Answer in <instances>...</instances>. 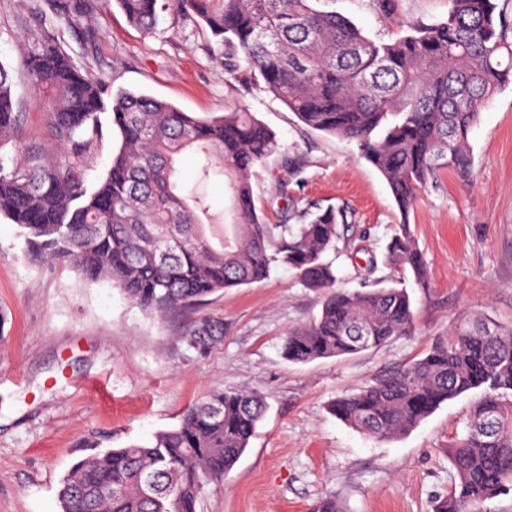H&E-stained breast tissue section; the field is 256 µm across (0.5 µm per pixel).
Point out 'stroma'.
<instances>
[{
    "label": "stroma",
    "mask_w": 512,
    "mask_h": 512,
    "mask_svg": "<svg viewBox=\"0 0 512 512\" xmlns=\"http://www.w3.org/2000/svg\"><path fill=\"white\" fill-rule=\"evenodd\" d=\"M376 41L448 17V0H319ZM21 0H0V62L15 64ZM95 42H71L78 64L126 89L199 115L244 106L281 148L253 179L258 208L299 224L305 213L344 210L358 255L333 259L339 287L379 288L395 278L384 252L399 212L385 179L355 145L305 127L262 84L229 75L224 50L176 8L146 34L116 6L86 17ZM469 141L474 176L442 172L410 216L429 285L408 283L412 335L347 358L292 364L288 331L315 318L319 293L286 268L233 288L200 308L146 315L107 283L64 264L34 261L18 225L0 216V512H60L56 491L70 466L177 426L204 392L249 387L269 404L255 437L223 484L207 485L197 512H313L323 498L345 512H432L454 472L448 446L464 432L477 392L443 404L406 436L378 442L334 417L329 404L423 357L458 317L512 326V84L482 107ZM224 334L191 342L193 323Z\"/></svg>",
    "instance_id": "stroma-1"
}]
</instances>
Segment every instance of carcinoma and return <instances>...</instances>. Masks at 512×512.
Returning a JSON list of instances; mask_svg holds the SVG:
<instances>
[{
	"instance_id": "obj_1",
	"label": "carcinoma",
	"mask_w": 512,
	"mask_h": 512,
	"mask_svg": "<svg viewBox=\"0 0 512 512\" xmlns=\"http://www.w3.org/2000/svg\"><path fill=\"white\" fill-rule=\"evenodd\" d=\"M114 2L144 33L167 4H177L304 126L355 143L400 213L386 263L426 285L410 214L440 170L472 174L471 129L485 101L512 83V26L496 0H448L446 20L415 25L390 42L316 9V0ZM90 6L27 0L18 63L0 62V150L16 152L10 168L0 163V215L23 229L29 251L120 288L155 317L194 309L284 266L322 295L319 317L285 337L283 354L293 363L352 356L410 334L413 302L404 281L336 287L324 255L336 249L344 214L327 209L292 225L258 213L252 176L280 144L255 113L197 116L142 93L113 92L76 64L58 27L95 41L96 31L83 25ZM21 79L46 113L35 142L21 137L13 95ZM106 111L120 145L106 176L90 186L85 163L98 148ZM186 150L202 155L200 183L222 175L231 192L234 220L216 244L212 229L222 220L203 192L180 188L176 178V158ZM220 333V325L204 321L190 335ZM475 389L483 395L466 433L448 448L454 482L433 512H486V502L512 494V327L463 315L423 358L341 395L330 411L363 435L391 441ZM266 410L254 389L208 391L178 426L77 461L61 480L60 512H197L203 488L224 482Z\"/></svg>"
}]
</instances>
